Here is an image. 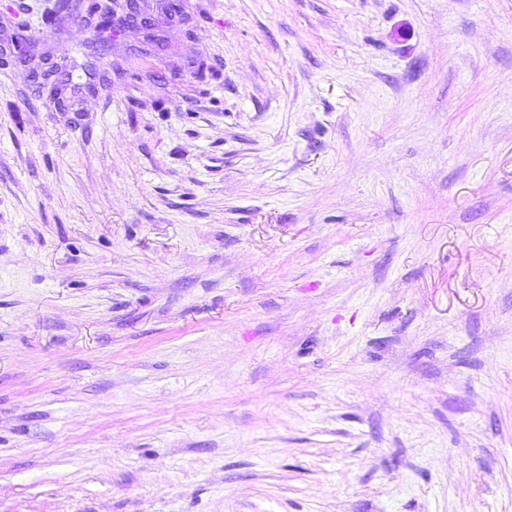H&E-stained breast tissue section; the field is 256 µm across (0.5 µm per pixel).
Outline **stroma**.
<instances>
[{"instance_id":"obj_1","label":"stroma","mask_w":512,"mask_h":512,"mask_svg":"<svg viewBox=\"0 0 512 512\" xmlns=\"http://www.w3.org/2000/svg\"><path fill=\"white\" fill-rule=\"evenodd\" d=\"M94 2L0 0V512H512V0ZM105 5H99L98 14H103L106 19V23H102L101 20L96 21L95 26L98 24V31L101 33L98 37L103 38L104 34L112 32V27H131L137 26L141 15L147 14L140 5L139 1L125 0H108ZM120 2V3H119ZM118 6L120 13L116 10ZM151 16V15H149Z\"/></svg>"}]
</instances>
